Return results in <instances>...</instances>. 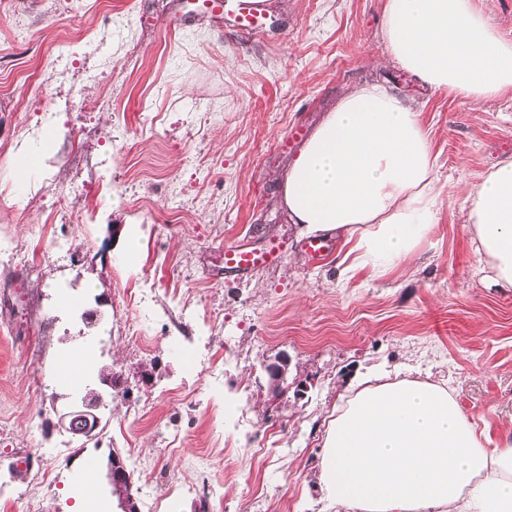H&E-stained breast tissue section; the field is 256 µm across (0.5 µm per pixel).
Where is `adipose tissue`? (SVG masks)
Returning a JSON list of instances; mask_svg holds the SVG:
<instances>
[{
	"instance_id": "ef3b65f1",
	"label": "adipose tissue",
	"mask_w": 512,
	"mask_h": 512,
	"mask_svg": "<svg viewBox=\"0 0 512 512\" xmlns=\"http://www.w3.org/2000/svg\"><path fill=\"white\" fill-rule=\"evenodd\" d=\"M382 35L432 91L477 111L512 95V42L473 0H386ZM454 195L468 207L479 264L512 288V156L478 185L442 188L421 114L393 89L346 91L283 179L291 223L345 232L350 274L401 266ZM320 477L342 512H512V433L478 430L439 384L367 378L333 412Z\"/></svg>"
}]
</instances>
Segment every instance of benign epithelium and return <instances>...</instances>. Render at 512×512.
I'll use <instances>...</instances> for the list:
<instances>
[{
    "instance_id": "1",
    "label": "benign epithelium",
    "mask_w": 512,
    "mask_h": 512,
    "mask_svg": "<svg viewBox=\"0 0 512 512\" xmlns=\"http://www.w3.org/2000/svg\"><path fill=\"white\" fill-rule=\"evenodd\" d=\"M99 385L100 390L94 392L92 396L81 394L68 396L62 404L53 406L55 426L73 434L78 439L87 441L93 439L102 423L101 409L105 404V397L121 388L123 378L119 374H112L108 369H102ZM106 468V477L112 488V498L116 500L118 512H140L133 492V483L121 455L112 453L108 457Z\"/></svg>"
}]
</instances>
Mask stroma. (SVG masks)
I'll return each instance as SVG.
<instances>
[{"mask_svg": "<svg viewBox=\"0 0 512 512\" xmlns=\"http://www.w3.org/2000/svg\"><path fill=\"white\" fill-rule=\"evenodd\" d=\"M386 0H268L266 30L195 16L189 0H0V512H96L119 452L141 512H336L322 497L329 415L368 375L446 384L491 437L512 430V289L474 254L452 199L428 242L374 278L320 262L289 223L278 177L342 93L367 83L417 104L442 176L474 184L512 155V98L475 112L392 61ZM56 118L35 129L41 100ZM81 204L85 224L58 214ZM282 238V261L218 275L225 245ZM100 321L80 319L85 307ZM289 357L304 398L273 399ZM88 372L60 381L66 357ZM123 375L90 441L51 426L53 405ZM28 459L25 475L10 465ZM220 492L207 494L208 484Z\"/></svg>", "mask_w": 512, "mask_h": 512, "instance_id": "stroma-1", "label": "stroma"}]
</instances>
